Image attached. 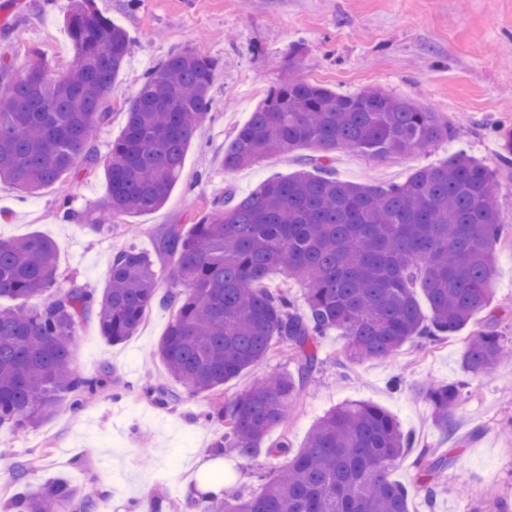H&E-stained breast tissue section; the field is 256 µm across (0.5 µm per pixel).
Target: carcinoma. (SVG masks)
Here are the masks:
<instances>
[{
	"label": "carcinoma",
	"mask_w": 512,
	"mask_h": 512,
	"mask_svg": "<svg viewBox=\"0 0 512 512\" xmlns=\"http://www.w3.org/2000/svg\"><path fill=\"white\" fill-rule=\"evenodd\" d=\"M64 12L74 59L59 76L35 57L18 72L0 62V181L28 194L75 173L78 159L96 164L94 139L106 125L105 92L124 68L133 40L92 0H55ZM217 63L192 51L167 56L143 80L112 142L102 205L110 232L116 219L161 208L178 183L185 153L207 118ZM440 113L379 89L340 95L295 76L271 88L224 145L222 167L236 169L309 146L315 154L285 178H269L242 198L217 201L184 231L170 224L156 250L173 259L178 289L162 300L176 307L154 355L172 386L143 388L159 406L181 400L177 387L213 393L285 344L296 370L258 382L230 401L211 405L206 419L224 427L215 451L249 460L268 433L284 424L320 364L318 339L329 329L348 337L350 363L385 359L406 345L454 335L491 301L494 247L508 225L496 202L495 171L464 151L386 187L336 178V151L387 160L452 138ZM278 267L305 286V308L288 292L266 286ZM56 246L38 235L0 242V425L34 426L61 408L81 410L110 381L72 366V342L88 314L110 343L135 334L155 297L151 256L130 244L112 256L106 287L54 292ZM423 295L429 313L418 299ZM42 297L38 308L27 301ZM506 358L495 331L469 337L461 356L472 377L491 375ZM442 432L453 430L463 400L460 384L423 389ZM414 446L396 419L364 401L322 416L304 446L288 438L266 449L284 459L261 491L208 501L203 512H410V494L428 503L431 476L448 466L423 452L413 490L390 477ZM98 499L62 479L24 487L8 512H95Z\"/></svg>",
	"instance_id": "cac0c4a2"
}]
</instances>
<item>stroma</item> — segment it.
Returning a JSON list of instances; mask_svg holds the SVG:
<instances>
[{"mask_svg": "<svg viewBox=\"0 0 512 512\" xmlns=\"http://www.w3.org/2000/svg\"><path fill=\"white\" fill-rule=\"evenodd\" d=\"M94 6L135 43L107 94L110 119L94 141L99 156L122 133L143 78L172 52L191 50L218 61L209 91L212 118L192 140L166 205L123 217L108 235L89 228L108 193L103 166L79 165L76 177L35 197L0 183V239L36 233L52 240L59 286L102 290L113 254L130 242L152 254L160 273L158 298L134 336L109 343L91 315L73 340L74 368L87 374L109 370L110 386L78 412L62 411L21 430L0 426V503L15 492L14 471L22 465L34 486L61 478L78 490L90 484L107 489L110 512H128L142 488L149 499L173 502L175 512H194L190 490L201 476L219 472L226 492L255 494L262 474L276 463L262 454L249 461L214 454L222 428L202 417L210 397L187 393L162 408L143 396L145 383L168 380L152 353L175 315L161 302L172 288V261L156 254L157 236L166 225L193 224L215 196H243L265 179L299 170L303 148L237 170L219 164L236 129L269 89L294 72L340 94L384 90L441 113L453 126V139L390 161L337 151V178L397 183L462 149L496 166L498 205L512 225V166L498 157V132L512 129V0H94ZM34 51L53 70L70 67L73 48L62 13L45 0H0V56L20 70ZM65 201L74 218H64ZM494 258L492 304L468 328L434 345L406 346L390 358L344 369L336 360L345 337L336 331L321 337L317 372L266 445L285 437L302 447L328 410L350 400L373 403L421 446L450 458L433 477L442 494L430 508L413 498V512H512V363L486 378L467 376L461 365L467 337L487 324L512 338V244L497 245ZM294 370L287 347L275 346L261 363L226 382L222 396L232 400L267 375ZM428 383L464 386L453 436L433 422L422 392Z\"/></svg>", "mask_w": 512, "mask_h": 512, "instance_id": "35a3bbf8", "label": "stroma"}]
</instances>
